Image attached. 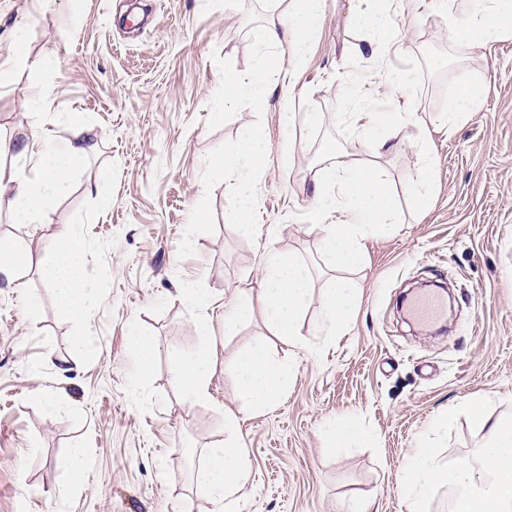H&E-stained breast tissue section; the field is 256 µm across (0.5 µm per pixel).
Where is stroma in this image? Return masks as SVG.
Wrapping results in <instances>:
<instances>
[{
	"instance_id": "35a3bbf8",
	"label": "stroma",
	"mask_w": 512,
	"mask_h": 512,
	"mask_svg": "<svg viewBox=\"0 0 512 512\" xmlns=\"http://www.w3.org/2000/svg\"><path fill=\"white\" fill-rule=\"evenodd\" d=\"M297 4L0 0V59L22 23L32 64L56 61L46 71L18 68L0 87V137L63 147L77 134L70 112L96 131L44 223L0 212V240L32 252L20 283L0 279V512H211L193 473L204 448L224 439V413L238 405L233 364L257 342L292 369L278 405L239 416L250 481L234 512H337L361 499L373 512H405L398 477L418 438L442 448L445 464L479 461L486 433L468 416L436 429L449 405L476 399L493 416L512 414V39L451 43L443 0H403L393 16L400 41L381 67L371 31L351 21L350 0H323L303 67L292 70L281 54L286 77L263 104L223 105L218 70L255 69L267 28ZM392 68L413 69L415 84H389ZM464 74L482 80V106L452 132L439 114ZM38 83L52 90L43 107L30 101ZM369 94L416 115L380 154L337 119L352 97ZM286 110L295 116L288 127ZM249 122L264 127L268 151L256 176V227L244 236L232 216L235 177L217 160ZM422 137L432 162L415 145ZM330 144L353 166L384 171L402 222L367 238L366 261L351 273L359 304L326 348L317 324L337 271L309 213ZM427 170L434 191L416 210L407 190ZM100 194L111 209L98 208ZM198 210L207 222H195ZM66 228L85 240L93 290L80 319L57 306L49 284L50 243ZM270 246L309 269L302 348L271 336L258 304L224 329L225 303L242 289L259 292ZM428 282L450 290L436 330L402 307ZM185 286L208 297L207 310L182 299ZM134 323L159 346L145 374ZM190 353L212 361L210 397L192 405L170 379L177 355ZM64 361L71 370L62 375ZM336 417L363 423L372 442L326 448L320 425ZM76 446L86 451L77 480L57 464Z\"/></svg>"
}]
</instances>
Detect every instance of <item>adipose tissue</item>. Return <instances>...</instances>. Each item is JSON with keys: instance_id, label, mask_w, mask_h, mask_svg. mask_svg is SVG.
Listing matches in <instances>:
<instances>
[{"instance_id": "ef3b65f1", "label": "adipose tissue", "mask_w": 512, "mask_h": 512, "mask_svg": "<svg viewBox=\"0 0 512 512\" xmlns=\"http://www.w3.org/2000/svg\"><path fill=\"white\" fill-rule=\"evenodd\" d=\"M393 0H352L354 21L372 30L374 40L391 49L396 34L391 24ZM322 0H303V6L281 18L269 28L259 48L264 57L260 65L246 74L220 71L218 96L224 103L242 100L263 102L269 86L280 71L274 66L268 49L290 43L295 60H302L308 43L321 18ZM448 38L461 44H489L512 38V0H450ZM480 82L466 80L449 96L441 121L449 129L467 122L482 103ZM354 111L340 114V121L356 129H378L371 148L382 153L391 149L403 128L414 120L410 112H383L374 98H357ZM78 131L76 140L63 151L47 149L36 155L30 168L0 165V209L11 212L23 224L40 223L47 213L49 200L59 192L68 173L87 154V143L95 131L78 113L68 116ZM267 147L266 132L256 124L246 125L240 145L225 152V170L238 179L239 201L233 218L243 234L253 230L251 181L259 169ZM333 166L314 187L312 219L319 222L320 246L334 266L348 268L363 260V243L377 229L399 223L400 215L391 205L385 174L374 167L352 166L340 151L331 154ZM341 209L347 219L340 224H325L321 218ZM84 241L76 231L66 229L52 243V280L60 307L74 316L86 312L88 293L83 283L82 253ZM309 277L305 267L293 255L270 251L263 267L259 296L240 291L231 310L224 315L225 330H233L245 318L254 303L266 311L273 335L302 344L300 319L307 301ZM358 290L346 279L333 280L322 297V316L318 330L327 339L343 335L353 313ZM239 373V409L224 415L225 437L205 452V460L194 474L198 495L219 507L243 499L250 479V462L238 433L239 411L269 408L279 403L288 386L287 362L274 359L267 349L257 345L237 362ZM171 379L185 402L205 400L209 392L210 364L206 357H179L171 369ZM466 410L482 428L487 439L481 451L480 467L461 460L447 468L438 462V451L427 440H418L407 455L399 476V489L408 512H424L431 491L440 485L453 490L454 512H512V417L490 420L480 404L463 401L449 407L438 426L450 427L459 410Z\"/></svg>"}]
</instances>
